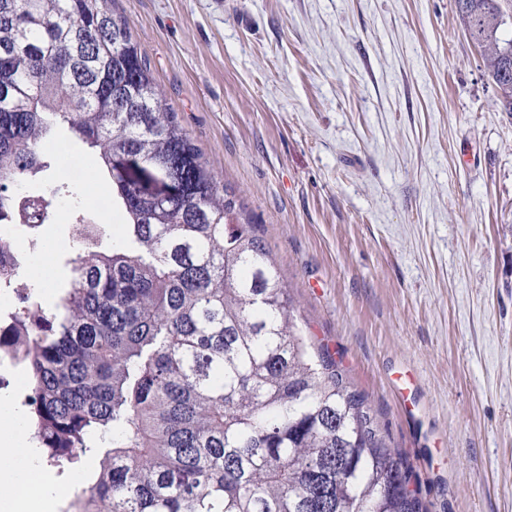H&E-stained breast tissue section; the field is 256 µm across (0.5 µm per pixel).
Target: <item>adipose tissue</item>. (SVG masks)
Wrapping results in <instances>:
<instances>
[{"label":"adipose tissue","instance_id":"ef3b65f1","mask_svg":"<svg viewBox=\"0 0 512 512\" xmlns=\"http://www.w3.org/2000/svg\"><path fill=\"white\" fill-rule=\"evenodd\" d=\"M65 485L43 463L21 409L0 397V512H58Z\"/></svg>","mask_w":512,"mask_h":512}]
</instances>
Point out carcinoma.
<instances>
[{
	"instance_id": "carcinoma-1",
	"label": "carcinoma",
	"mask_w": 512,
	"mask_h": 512,
	"mask_svg": "<svg viewBox=\"0 0 512 512\" xmlns=\"http://www.w3.org/2000/svg\"><path fill=\"white\" fill-rule=\"evenodd\" d=\"M503 2L455 7L512 112ZM106 3L0 0V219L34 241L74 195L62 182L20 208L65 128L96 151L125 220L111 247L99 225H71L76 257L50 306L0 245V289L13 299L0 353L28 373L31 438L61 472L98 459L65 512H427L407 459L306 336L243 204ZM129 162L167 194H142Z\"/></svg>"
}]
</instances>
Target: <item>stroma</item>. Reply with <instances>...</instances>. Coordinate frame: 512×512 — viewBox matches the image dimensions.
Wrapping results in <instances>:
<instances>
[{
	"label": "stroma",
	"instance_id": "35a3bbf8",
	"mask_svg": "<svg viewBox=\"0 0 512 512\" xmlns=\"http://www.w3.org/2000/svg\"><path fill=\"white\" fill-rule=\"evenodd\" d=\"M114 6L428 512H512V112L454 0ZM45 151L31 191L76 184L118 241L93 151L63 129ZM71 211L21 269L48 303Z\"/></svg>",
	"mask_w": 512,
	"mask_h": 512
}]
</instances>
